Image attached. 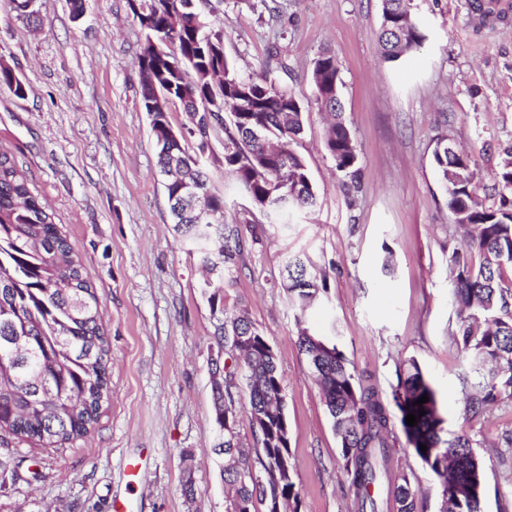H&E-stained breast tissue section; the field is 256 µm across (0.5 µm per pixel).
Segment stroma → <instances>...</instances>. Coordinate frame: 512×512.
Segmentation results:
<instances>
[{"label":"stroma","mask_w":512,"mask_h":512,"mask_svg":"<svg viewBox=\"0 0 512 512\" xmlns=\"http://www.w3.org/2000/svg\"><path fill=\"white\" fill-rule=\"evenodd\" d=\"M464 0H413L428 32L391 63L378 42L381 0H224L211 24L242 74L270 71L296 94L304 130L294 148L317 191L292 222L245 223L249 207L224 172V132L203 162L228 220H240L242 261L207 274L174 230L140 98L145 34L130 0H37L31 29L0 0V60L25 82L0 90V148L13 154L55 212L100 299L110 347V392L85 437L55 448L0 445V512H225L213 372L226 359L215 332L243 313L263 332L283 373L297 512H357L328 411L298 344L297 308L281 286L286 260L308 258L328 289L306 324L335 339L356 374L390 391L416 359L438 392L450 432L468 436L486 472L483 512H512V402L466 408L470 367L453 331L451 252L463 242L432 162L447 137L472 159L477 197L493 194L512 146V0H492L485 22ZM340 68V97L358 149L360 186L344 191L309 75L323 51ZM220 284L212 292V284ZM392 471L437 512L436 480L395 432ZM139 462L142 482L128 465ZM192 477L196 491L185 496Z\"/></svg>","instance_id":"35a3bbf8"}]
</instances>
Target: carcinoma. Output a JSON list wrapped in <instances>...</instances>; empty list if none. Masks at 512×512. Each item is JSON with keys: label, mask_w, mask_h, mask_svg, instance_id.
Here are the masks:
<instances>
[{"label": "carcinoma", "mask_w": 512, "mask_h": 512, "mask_svg": "<svg viewBox=\"0 0 512 512\" xmlns=\"http://www.w3.org/2000/svg\"><path fill=\"white\" fill-rule=\"evenodd\" d=\"M146 18H138L145 38L159 49L149 62L139 61L140 101L150 111L147 92L158 88L178 102L197 103L192 127L199 150L215 124L224 126V171L268 224H288L292 215L316 203V192L303 158L291 144L303 130L300 101L276 85L270 71L241 75L224 52V30L208 36L202 0H143ZM380 45L384 58L397 61L419 49L426 34L411 12L410 0H381ZM336 58L322 53L314 62L310 82L319 111L331 116L326 146L336 168L356 187L357 146L343 119L338 98ZM0 89L17 97L26 84L0 61ZM433 162L448 193V210L467 238L470 250L455 251L448 263L455 274L454 299L460 324L454 342L467 362L485 360L481 379L470 384L469 407L476 411L512 400V284L503 279L512 267V150L504 151L494 189L498 207L473 198L475 170L470 156L442 138ZM202 185V196L219 219V232L195 222L188 203H169L174 224L192 244L203 264L215 269L234 266L241 256V230L224 214V197L208 191L207 170L186 171ZM282 287L304 312L327 289V276L310 275L300 256L288 259ZM99 297L83 274L79 258L56 214L41 203L35 188L14 156L0 148V439L34 440L45 447L88 434L97 423L101 402L108 396L110 348L99 315ZM229 354L243 356L248 408L262 448H244L236 431L237 408L230 391L213 390L216 416L226 415L230 429L217 447L234 449L226 455L224 482L233 494L225 512H258L257 504L294 496V483L282 480L275 466L277 448L269 447L279 425L267 409L283 392L277 359L267 353V340L244 317L218 328ZM299 345L315 362V381L340 438L345 471L361 507L377 512L369 487L389 474L391 417H396L414 455L435 476L439 512H477L474 502L485 491V469L469 438L456 437L453 453L439 446L447 425L437 392L419 362L408 360L392 387L391 399L348 367L336 342L309 327L299 329ZM427 395L428 402L415 401ZM426 411L420 415V411ZM417 424L406 423L408 414ZM427 447L421 452L419 445ZM416 491L407 478L394 484L391 507L416 512Z\"/></svg>", "instance_id": "obj_1"}]
</instances>
